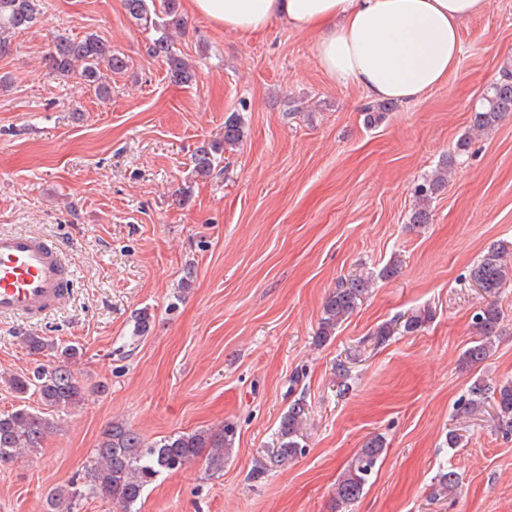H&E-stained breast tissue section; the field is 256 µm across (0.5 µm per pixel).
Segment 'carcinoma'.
<instances>
[{
	"instance_id": "carcinoma-1",
	"label": "carcinoma",
	"mask_w": 512,
	"mask_h": 512,
	"mask_svg": "<svg viewBox=\"0 0 512 512\" xmlns=\"http://www.w3.org/2000/svg\"><path fill=\"white\" fill-rule=\"evenodd\" d=\"M125 12L138 24L152 29L154 38L147 53L167 62L173 80L180 84L195 81L194 67L174 54L170 31L183 30L186 22L180 12V0H123ZM45 17L42 0H0V55L11 51L12 36L36 26ZM129 58L123 52L93 34L81 39L59 34L53 38L43 57L49 74L55 77L76 76L83 83L96 87L98 95L110 96L112 87L103 81L102 69L120 73L128 67ZM389 105L376 104L364 112V124L375 127L385 118ZM512 116V69L502 70L501 77L489 84L479 99V106L471 114V124L478 130H491ZM244 136L240 119L230 116L224 121V140L200 146L194 153V173L207 178L214 171L219 152L239 144ZM467 139H460L454 152L443 159L435 171L415 188L422 205L410 216L413 225L428 224L431 212L427 202L438 195L448 182V173L459 163L468 150ZM506 249L500 244L488 247L471 268L470 277L492 296L512 283V265L504 263ZM371 279L361 275L340 280L329 292L322 306L317 332L318 340L325 342L334 336L340 324L349 318L358 300L369 288ZM501 313L494 302L480 306L473 314V324L479 339L473 341L463 353V362L474 366L486 360L493 348ZM25 345L30 354H52L54 361L29 373L14 375L9 385L17 398L22 400L9 413L0 414V462L14 460L24 451L34 452L43 447L47 436L55 428L50 412H58L80 405L85 391L80 384L74 366L82 355L76 345H59L46 336H29ZM494 395L495 414L498 423L512 428V382L490 388L475 383L468 397L459 400L457 414L469 416L476 413L485 401L487 391ZM37 396L41 405L50 412H34L23 403L27 396ZM306 400L299 397L288 405L281 416L277 430L276 448L266 462L259 463L253 478H261L271 466H283L304 454L303 427L307 420ZM237 426L226 422L217 428L195 430L191 433L176 432L151 443L122 421L109 423L84 469L85 486L92 492L112 500L121 512H138L136 505L147 488L164 473H173L193 460L202 459L206 473L220 476L224 473V461L235 448ZM383 452V440L371 438L360 455L362 465H354L343 472L336 483L330 512H345L363 493L368 478ZM437 491L443 496L452 494L458 486L456 472L440 469L436 478ZM85 490L76 482H67L52 488L47 496V512H76Z\"/></svg>"
}]
</instances>
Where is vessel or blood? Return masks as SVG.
<instances>
[{
    "label": "vessel or blood",
    "mask_w": 512,
    "mask_h": 512,
    "mask_svg": "<svg viewBox=\"0 0 512 512\" xmlns=\"http://www.w3.org/2000/svg\"><path fill=\"white\" fill-rule=\"evenodd\" d=\"M71 285L58 244L38 233L0 232V316H44L69 301Z\"/></svg>",
    "instance_id": "1"
}]
</instances>
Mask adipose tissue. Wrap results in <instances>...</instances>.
Returning <instances> with one entry per match:
<instances>
[{"label": "adipose tissue", "mask_w": 512, "mask_h": 512, "mask_svg": "<svg viewBox=\"0 0 512 512\" xmlns=\"http://www.w3.org/2000/svg\"><path fill=\"white\" fill-rule=\"evenodd\" d=\"M192 12L245 36L279 21L315 31L316 62L339 87L374 102L413 103L443 85L460 31L488 0H189Z\"/></svg>", "instance_id": "ef3b65f1"}]
</instances>
